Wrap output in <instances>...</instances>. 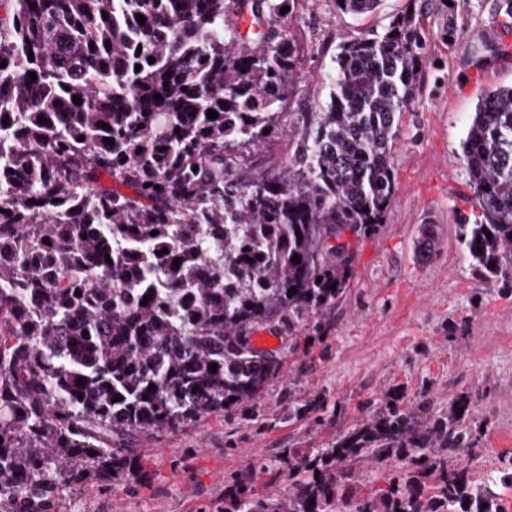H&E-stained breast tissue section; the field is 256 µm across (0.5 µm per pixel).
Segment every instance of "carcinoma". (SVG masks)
Returning a JSON list of instances; mask_svg holds the SVG:
<instances>
[{
    "label": "carcinoma",
    "instance_id": "1",
    "mask_svg": "<svg viewBox=\"0 0 512 512\" xmlns=\"http://www.w3.org/2000/svg\"><path fill=\"white\" fill-rule=\"evenodd\" d=\"M10 2L0 512H69L59 490L110 484L134 434L228 411L276 380L284 351L255 347V331L285 332L290 353L323 332L356 256L342 231L376 233L393 202L390 150L422 62L425 4L338 46L329 103L297 113L287 168L263 169L250 150L282 129L300 87L282 26L295 15L280 13L294 0ZM334 2L363 15L380 0ZM246 4L259 27L247 38ZM461 146L480 215L461 219L460 244L474 270L512 284V85L481 98ZM435 244L423 225L419 252ZM326 403L293 399L277 419ZM471 411L460 394L423 421L388 392L327 446L288 449V498L225 477L224 512H336L343 500L353 512H508L498 487L512 485V467L469 472L481 434ZM365 460L385 468L387 488L361 496Z\"/></svg>",
    "mask_w": 512,
    "mask_h": 512
}]
</instances>
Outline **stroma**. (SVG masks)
<instances>
[{
    "label": "stroma",
    "instance_id": "35a3bbf8",
    "mask_svg": "<svg viewBox=\"0 0 512 512\" xmlns=\"http://www.w3.org/2000/svg\"><path fill=\"white\" fill-rule=\"evenodd\" d=\"M407 3L381 0L376 12L346 15L334 0H296L302 83L292 111L326 106L324 74L339 45L382 32ZM451 17L464 26L445 41ZM501 20L499 0H451L446 8L429 0L423 62L391 150L394 199L377 233L353 238L355 264L328 331L300 342L280 379L254 401L179 430L142 434L131 474L74 490L73 512H224L225 475L250 472L256 458L286 453L299 438L315 448L330 442L389 391L423 418L470 394L472 419L483 427L471 474L512 462V287L471 268L457 227L459 216L480 214L461 142L481 97L512 84V30ZM483 36L502 50L478 67L472 53ZM426 224L436 225L439 240L423 259L417 239ZM321 394L337 406L333 422L276 421L289 399Z\"/></svg>",
    "mask_w": 512,
    "mask_h": 512
}]
</instances>
